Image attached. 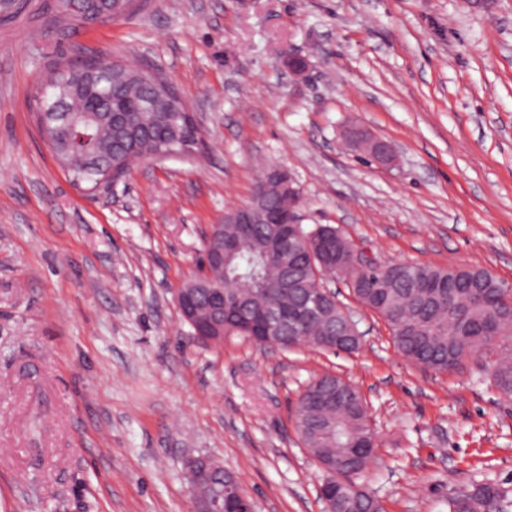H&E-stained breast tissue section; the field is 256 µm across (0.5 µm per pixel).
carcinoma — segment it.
Here are the masks:
<instances>
[{"label": "carcinoma", "instance_id": "obj_1", "mask_svg": "<svg viewBox=\"0 0 512 512\" xmlns=\"http://www.w3.org/2000/svg\"><path fill=\"white\" fill-rule=\"evenodd\" d=\"M129 0H85L82 21H90L110 10L128 17L142 11L144 2L126 9ZM97 65L85 59L75 66L68 59L56 63L46 76L50 82H68ZM80 99L67 100L62 111L48 115L47 143L73 183L95 192L125 176L130 167L150 159L163 139L129 141L126 132L108 124L103 112H84ZM173 112H139L136 121L163 126ZM300 239L291 258L293 276L288 288L268 294L266 285L283 276L286 261L274 251L271 225L257 224L255 231L237 237V248L214 276L224 281V290L245 297L256 307L274 302L283 310L312 299L319 310L298 326L295 336H282L268 346L292 350L311 345L330 350L324 334L332 324H347L336 295L326 289L328 275L345 282L356 301L385 322L397 351L409 361L446 372L487 350L493 341L512 340V292L488 270L477 267H436L428 264L392 262L357 267L351 257L354 243L338 227L299 225ZM261 327L252 321L231 318L224 322V335L256 340ZM491 377L500 396L512 400V348L490 365ZM295 428L301 443L311 453L336 457L339 466L320 498L327 512H382L378 499L351 477L370 464L374 449L352 457L358 444L376 441L370 426L368 406L360 391L339 376L326 374L310 383L297 405ZM448 512H512V499L496 483H483L456 492L448 498Z\"/></svg>", "mask_w": 512, "mask_h": 512}]
</instances>
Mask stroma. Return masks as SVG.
<instances>
[{
	"label": "stroma",
	"mask_w": 512,
	"mask_h": 512,
	"mask_svg": "<svg viewBox=\"0 0 512 512\" xmlns=\"http://www.w3.org/2000/svg\"><path fill=\"white\" fill-rule=\"evenodd\" d=\"M44 0L0 24V512H189L209 455L256 512H324L292 413L331 372L366 399L377 447L355 478L384 512H448L456 490L512 493V400L488 356L436 372L329 280L353 354L193 339L176 293L205 237L286 169L303 224H333L375 263L479 266L512 285V0H151L65 30ZM148 61L184 96L205 149L73 185L39 138L59 57ZM307 59L304 72L288 57ZM358 122L395 166L341 140Z\"/></svg>",
	"instance_id": "1"
}]
</instances>
